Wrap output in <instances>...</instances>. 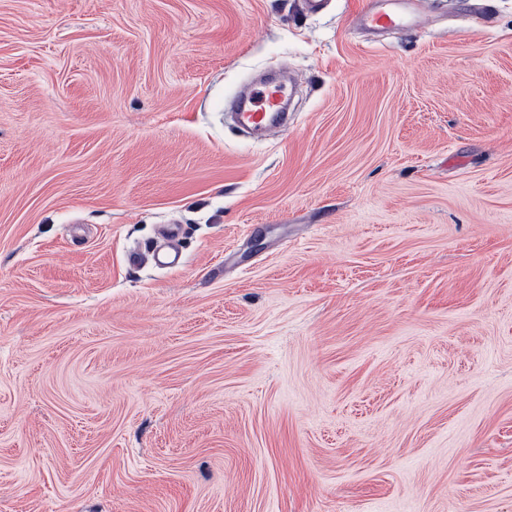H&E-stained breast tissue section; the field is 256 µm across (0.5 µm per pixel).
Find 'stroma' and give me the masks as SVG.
Listing matches in <instances>:
<instances>
[{
    "label": "stroma",
    "mask_w": 512,
    "mask_h": 512,
    "mask_svg": "<svg viewBox=\"0 0 512 512\" xmlns=\"http://www.w3.org/2000/svg\"><path fill=\"white\" fill-rule=\"evenodd\" d=\"M361 2L0 0V512H512V0ZM409 1L412 0H369L358 13L357 21L363 29L373 32L415 26L419 13L415 3ZM279 85H264L254 89L247 97V106L235 113L236 122L243 127L264 129L272 137L278 133L286 112H279V104L286 94L280 84L288 85L285 76L277 80ZM165 243L152 252V261L156 266L165 268L179 267L183 263V255L179 249L180 226L166 224L161 231Z\"/></svg>",
    "instance_id": "stroma-1"
}]
</instances>
